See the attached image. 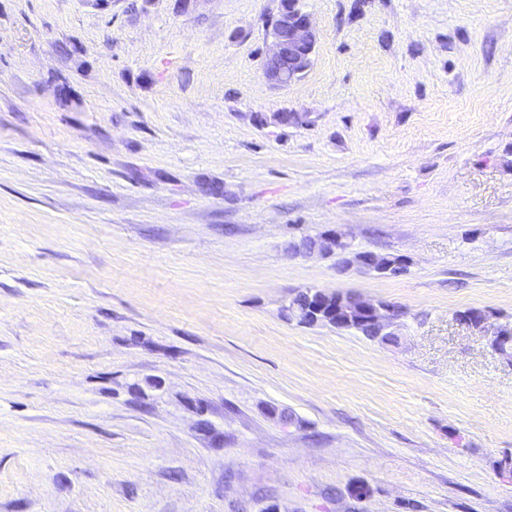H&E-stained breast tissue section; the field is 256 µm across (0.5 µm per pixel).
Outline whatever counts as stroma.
<instances>
[{
  "label": "stroma",
  "mask_w": 512,
  "mask_h": 512,
  "mask_svg": "<svg viewBox=\"0 0 512 512\" xmlns=\"http://www.w3.org/2000/svg\"><path fill=\"white\" fill-rule=\"evenodd\" d=\"M303 5L281 87L279 0H0V512H512V0ZM301 0H280L276 19L266 29L265 78L278 86H288L311 66L317 32ZM321 245L314 246L307 252L320 256L336 255L339 265L344 269H356L360 272L374 273L378 276H389L393 270L406 267V259L402 256L381 255L372 251H354L348 235L340 231L319 235ZM332 295H336V303L329 300V297ZM342 295L343 300L350 303L353 294L342 293ZM342 298L336 292L329 293L316 290L310 304H304L300 309L293 310L292 316H295L296 320L309 322L311 325L323 323L341 330L342 328L340 327L344 326V321H346L342 314H347L342 303ZM355 309L363 317V320L378 329L388 327L390 330L398 319L396 316L397 307L383 302L356 296ZM458 320L466 325L475 329L486 332L485 336H490L494 343L496 339H501L502 336H510L511 329L501 326L488 325V318L484 312L478 310L465 311L458 315ZM512 336V335H511Z\"/></svg>",
  "instance_id": "35a3bbf8"
}]
</instances>
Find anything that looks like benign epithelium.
<instances>
[{
    "mask_svg": "<svg viewBox=\"0 0 512 512\" xmlns=\"http://www.w3.org/2000/svg\"><path fill=\"white\" fill-rule=\"evenodd\" d=\"M268 44L264 64L265 78L278 86H287L299 79L311 66L317 44V32L309 13L304 10L301 0H280L276 19L266 29ZM321 245L310 252L321 256L334 255L344 269L388 276L393 271L406 267V259L401 256L381 255L372 251H355L351 248L348 235L340 231L320 235ZM331 293L317 290L310 303L292 311L295 319L313 325L323 323L340 328L345 325L341 296L336 301L329 300ZM355 309L363 320L378 329L391 328L397 320V307L383 302H375L361 297L355 298ZM459 321L490 336L491 340L512 334L506 327L488 323L485 313L472 310L458 315Z\"/></svg>",
    "mask_w": 512,
    "mask_h": 512,
    "instance_id": "7a95c632",
    "label": "benign epithelium"
}]
</instances>
